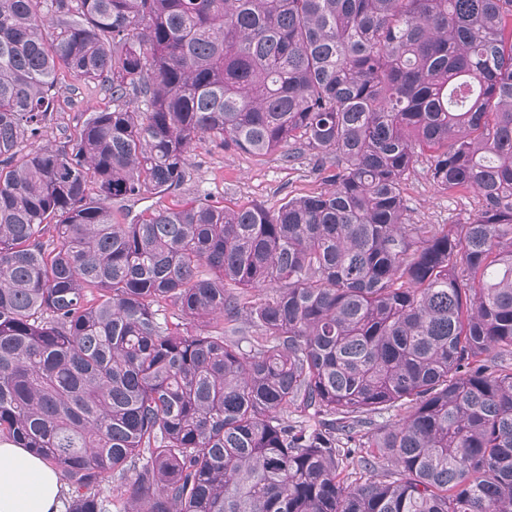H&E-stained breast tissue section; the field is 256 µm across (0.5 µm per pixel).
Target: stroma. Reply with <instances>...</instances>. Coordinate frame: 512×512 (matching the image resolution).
I'll use <instances>...</instances> for the list:
<instances>
[{"instance_id": "1", "label": "stroma", "mask_w": 512, "mask_h": 512, "mask_svg": "<svg viewBox=\"0 0 512 512\" xmlns=\"http://www.w3.org/2000/svg\"><path fill=\"white\" fill-rule=\"evenodd\" d=\"M112 99L94 83L64 78L57 86L53 116L36 145L60 149L77 124L94 111L111 108ZM429 154H422L404 181V197L414 224H462L481 206L472 192L456 193L439 189L430 179ZM326 184L309 156L285 163L280 152L263 155L224 148L205 139L193 145L184 183L166 195L149 192L113 207L117 218L126 214H146L163 206H173L200 197L230 208L261 204L278 208L289 199L324 191Z\"/></svg>"}]
</instances>
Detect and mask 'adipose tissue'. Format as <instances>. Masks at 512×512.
<instances>
[{
    "mask_svg": "<svg viewBox=\"0 0 512 512\" xmlns=\"http://www.w3.org/2000/svg\"><path fill=\"white\" fill-rule=\"evenodd\" d=\"M59 472L28 449L0 439V512H58Z\"/></svg>",
    "mask_w": 512,
    "mask_h": 512,
    "instance_id": "ef3b65f1",
    "label": "adipose tissue"
}]
</instances>
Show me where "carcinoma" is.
<instances>
[{"label": "carcinoma", "mask_w": 512, "mask_h": 512, "mask_svg": "<svg viewBox=\"0 0 512 512\" xmlns=\"http://www.w3.org/2000/svg\"><path fill=\"white\" fill-rule=\"evenodd\" d=\"M61 74L113 107L25 153ZM206 137L330 188L112 218ZM424 148L465 223L409 222ZM506 357L512 0H0V437L66 512L108 479L120 512H512Z\"/></svg>", "instance_id": "carcinoma-1"}]
</instances>
